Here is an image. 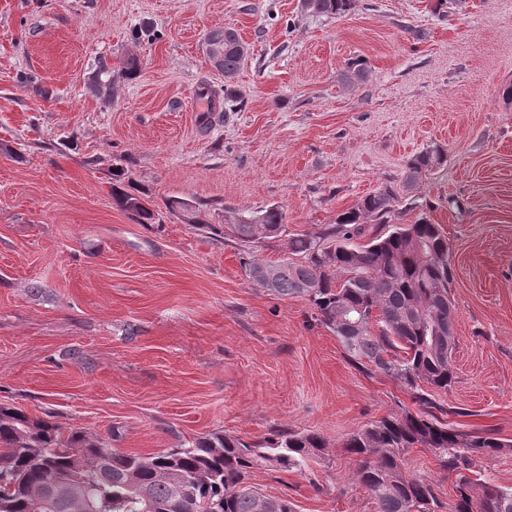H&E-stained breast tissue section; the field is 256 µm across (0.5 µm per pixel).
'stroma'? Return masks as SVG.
Returning <instances> with one entry per match:
<instances>
[{
	"mask_svg": "<svg viewBox=\"0 0 512 512\" xmlns=\"http://www.w3.org/2000/svg\"><path fill=\"white\" fill-rule=\"evenodd\" d=\"M141 26L159 40L134 39ZM224 27L250 47L241 106L204 129L198 92L224 87L204 38ZM357 58L368 73L350 85ZM102 62L108 101L87 90ZM511 84L512 0H357L339 17L301 0H0V403L139 454L310 429L325 461L250 484L295 512H375L343 442L416 410L411 393L363 373L305 300L253 288L243 263L288 258L289 235L387 185L394 223L425 216L448 238L455 382L437 397L454 424L508 441L478 467L512 487ZM437 145L446 162L405 191L407 161ZM119 165L158 223L113 205ZM273 204L286 236L250 252L224 233Z\"/></svg>",
	"mask_w": 512,
	"mask_h": 512,
	"instance_id": "obj_1",
	"label": "stroma"
}]
</instances>
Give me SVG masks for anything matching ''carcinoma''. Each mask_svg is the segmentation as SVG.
Wrapping results in <instances>:
<instances>
[{"label": "carcinoma", "mask_w": 512, "mask_h": 512, "mask_svg": "<svg viewBox=\"0 0 512 512\" xmlns=\"http://www.w3.org/2000/svg\"><path fill=\"white\" fill-rule=\"evenodd\" d=\"M357 0H302L316 16H342ZM206 53L224 73V104L209 93V125L234 111L233 80L247 46L232 28L205 37ZM93 95L112 97V72L102 66L88 82ZM445 150L430 147L406 164L404 188L441 167ZM112 176L113 205L139 224L155 223L140 191ZM398 197L382 187L365 195L315 234H293L291 254L300 260L244 262L251 285L275 296L303 298L322 325L337 336L350 359L368 375L381 374L409 390L416 412H392L354 430L343 447L357 459L351 479L375 500L376 512H439L446 507L429 476L405 468V454L427 448L439 468L456 477L449 512H512V488L500 486L475 469L477 456H492L512 445L490 430L464 432L447 421L460 411L440 404L435 391L453 383L455 339L448 335L455 308L448 237L422 218L414 224L386 226ZM379 221L363 244L364 220ZM286 213L274 204L225 229L244 245L275 240L285 231ZM328 443L312 430L278 429L246 442L221 432L188 440L156 454L103 448L87 431L63 434L58 426L24 410L0 404V512H261L262 493L247 485L260 467L306 470L326 455ZM52 484L71 485L78 495L51 501Z\"/></svg>", "instance_id": "cac0c4a2"}]
</instances>
